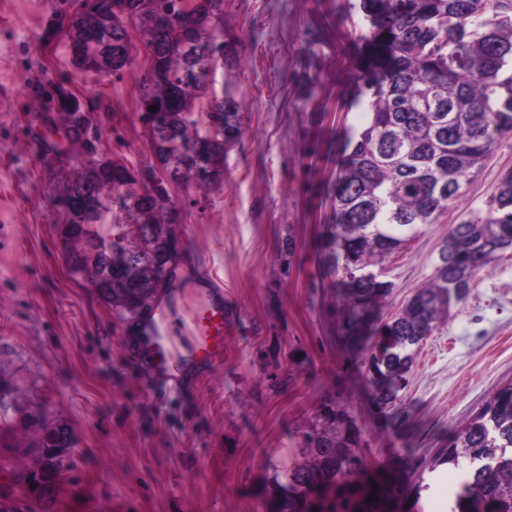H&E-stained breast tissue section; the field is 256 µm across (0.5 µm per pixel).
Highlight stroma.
Masks as SVG:
<instances>
[{"instance_id": "1", "label": "stroma", "mask_w": 512, "mask_h": 512, "mask_svg": "<svg viewBox=\"0 0 512 512\" xmlns=\"http://www.w3.org/2000/svg\"><path fill=\"white\" fill-rule=\"evenodd\" d=\"M66 24L61 0H0V512H41L26 473L49 423L69 428L72 448L52 512H270L329 405L360 428L369 470L398 474L399 512H449L463 471L426 474L416 500L402 463L428 464L512 382V250L417 348L400 393L408 416L388 425L367 398L364 367L340 345L341 303L322 263L338 152L367 120L354 101L367 29L359 0H224L233 60L216 87L236 98L241 134L224 144L222 181L170 187L179 257L172 287L154 297L169 312L166 356L185 362L193 272L210 271L224 354L181 377L152 360L145 322L119 320L62 256L55 198L76 149L37 104L49 82L95 105L102 158L139 172L154 162L139 70L119 80L78 72ZM509 169L512 133L436 223L371 259L393 285L383 316L429 282L450 226L483 209Z\"/></svg>"}]
</instances>
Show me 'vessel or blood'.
<instances>
[{"mask_svg":"<svg viewBox=\"0 0 512 512\" xmlns=\"http://www.w3.org/2000/svg\"><path fill=\"white\" fill-rule=\"evenodd\" d=\"M197 278L204 283L206 290L198 295L188 328L193 336L194 357L203 362L217 358L223 352L224 344L219 335L224 330V311L220 306L212 304L207 296L208 289L215 286L213 276L201 271Z\"/></svg>","mask_w":512,"mask_h":512,"instance_id":"b4317fda","label":"vessel or blood"}]
</instances>
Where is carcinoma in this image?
Segmentation results:
<instances>
[{
  "label": "carcinoma",
  "mask_w": 512,
  "mask_h": 512,
  "mask_svg": "<svg viewBox=\"0 0 512 512\" xmlns=\"http://www.w3.org/2000/svg\"><path fill=\"white\" fill-rule=\"evenodd\" d=\"M85 0L86 9L63 34L73 66L85 73L114 69V44L126 37L127 16L137 29L153 71L140 79V101L162 114L153 146L161 160L201 143L213 168L224 163V142L235 138V99L216 89L217 51L224 41V0ZM368 22L362 36L367 56L355 80L366 99L367 123L349 138L332 184L334 224L325 262L336 274L343 298L341 327L352 350L364 354L376 408H399L408 384L412 348L431 335L459 282H474L498 254L512 249V175L503 176L485 212L470 211L445 238L431 280L398 312L372 328L373 317L392 284L362 275L374 256L392 253L432 224L460 196L461 179L480 165L502 136L512 132V0H360ZM197 26L195 43L184 29ZM47 110L67 122V135L91 158L62 185L72 273L88 282L112 262V280L99 297L118 317L130 319L150 306L159 280V240L165 226L167 182L151 175L138 187L135 169L97 158L89 111L61 83L46 89ZM325 428L307 434L304 461L288 471V482L272 512H361L357 495L367 485L358 429L342 411L328 408ZM46 461L37 481L46 495L66 460ZM461 469L465 480L450 512H512V382L500 387L464 422L425 466Z\"/></svg>",
  "instance_id": "obj_1"
}]
</instances>
